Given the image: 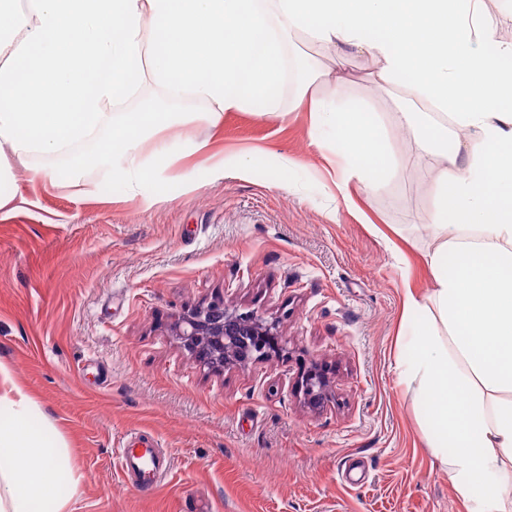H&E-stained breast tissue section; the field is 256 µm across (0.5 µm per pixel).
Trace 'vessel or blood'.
<instances>
[{
  "label": "vessel or blood",
  "mask_w": 512,
  "mask_h": 512,
  "mask_svg": "<svg viewBox=\"0 0 512 512\" xmlns=\"http://www.w3.org/2000/svg\"><path fill=\"white\" fill-rule=\"evenodd\" d=\"M113 455L128 487L145 495L156 489L171 467L170 457L156 453L154 440L141 436L119 442Z\"/></svg>",
  "instance_id": "obj_1"
}]
</instances>
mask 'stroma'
<instances>
[{
    "instance_id": "obj_1",
    "label": "stroma",
    "mask_w": 512,
    "mask_h": 512,
    "mask_svg": "<svg viewBox=\"0 0 512 512\" xmlns=\"http://www.w3.org/2000/svg\"><path fill=\"white\" fill-rule=\"evenodd\" d=\"M286 59L279 111L177 121L155 138L173 152L188 135L229 159L252 153L247 173L212 180L182 158L139 196L100 163L73 186L30 176L67 156L9 161L20 192L0 209V365L32 397V422L65 441L70 472L49 494L69 497L67 512H197L202 501L210 512H467L397 373L406 293L432 286L429 160L367 55L340 62L298 40ZM338 62L347 85L316 94L377 113L396 161L374 194L350 184L349 204L295 91L297 69ZM150 104L205 109L149 79L121 109ZM217 301L278 324L281 353L221 371L196 359L172 327ZM314 363L329 379L319 405L301 385ZM132 429L173 460L149 495L128 488L112 457Z\"/></svg>"
}]
</instances>
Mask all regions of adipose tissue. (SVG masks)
<instances>
[{"label":"adipose tissue","mask_w":512,"mask_h":512,"mask_svg":"<svg viewBox=\"0 0 512 512\" xmlns=\"http://www.w3.org/2000/svg\"><path fill=\"white\" fill-rule=\"evenodd\" d=\"M301 37L368 55L376 83L403 93L396 121L430 161L436 245L429 293L406 296L398 375L467 512H512V41L486 0H0V148L54 156L108 129L99 158L138 194L174 161L143 152L173 113L119 109L144 79L203 101L213 125L258 102L274 112ZM323 79L347 81L340 68L304 80L312 142L339 157V191L378 189L394 166L378 116L311 97ZM0 407V512H66L46 488L67 449L48 448L53 425L32 424L1 366Z\"/></svg>","instance_id":"ef3b65f1"}]
</instances>
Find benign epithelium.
Wrapping results in <instances>:
<instances>
[{
	"instance_id": "1",
	"label": "benign epithelium",
	"mask_w": 512,
	"mask_h": 512,
	"mask_svg": "<svg viewBox=\"0 0 512 512\" xmlns=\"http://www.w3.org/2000/svg\"><path fill=\"white\" fill-rule=\"evenodd\" d=\"M176 335L188 350L214 370L239 361L237 344L243 336L254 337L262 358L281 350V334L275 324L254 312L231 311L222 301L183 314L176 324ZM303 386L312 402L321 401L327 387L323 370L311 366L304 375Z\"/></svg>"
}]
</instances>
